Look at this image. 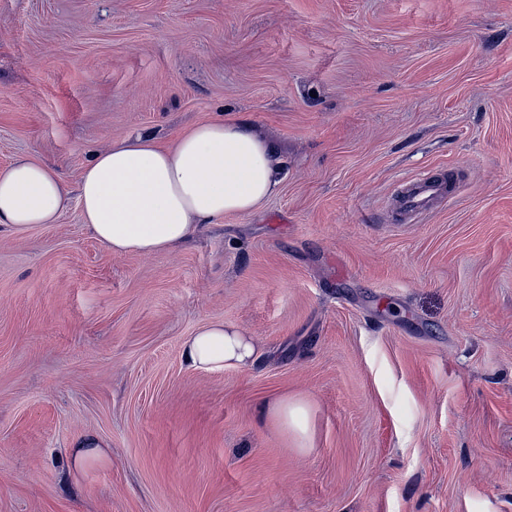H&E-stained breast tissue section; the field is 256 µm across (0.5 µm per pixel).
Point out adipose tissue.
<instances>
[{
	"label": "adipose tissue",
	"instance_id": "obj_1",
	"mask_svg": "<svg viewBox=\"0 0 512 512\" xmlns=\"http://www.w3.org/2000/svg\"><path fill=\"white\" fill-rule=\"evenodd\" d=\"M278 147L244 120L200 123L174 146L137 135L97 152L76 189L48 165L21 157L0 168V228L56 223L78 201L84 224L115 254H154L186 242L202 224L261 208L281 188ZM186 367L251 366L252 338L209 322L183 344Z\"/></svg>",
	"mask_w": 512,
	"mask_h": 512
}]
</instances>
